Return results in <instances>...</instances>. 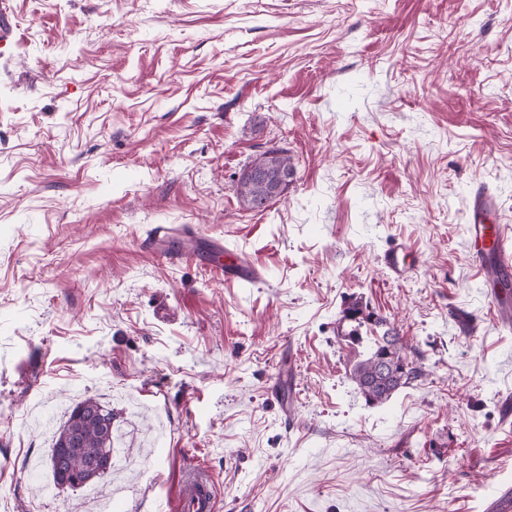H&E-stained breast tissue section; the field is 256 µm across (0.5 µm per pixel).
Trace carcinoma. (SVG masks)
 I'll use <instances>...</instances> for the list:
<instances>
[{"mask_svg": "<svg viewBox=\"0 0 512 512\" xmlns=\"http://www.w3.org/2000/svg\"><path fill=\"white\" fill-rule=\"evenodd\" d=\"M261 168L270 174L287 171L295 174L293 159L288 150L270 147L257 154L243 169L237 180V195L248 210L254 209L269 195V184L249 178L248 170ZM346 329L340 331L345 341L358 345L362 341L361 328L368 324L383 329L374 340L366 358L352 366V379L368 405L387 401L401 387L424 374L422 364L415 359V352L408 347L396 328L386 318L374 312H365L362 304L354 299L344 309ZM112 407L89 396L76 403L66 421L57 429L50 454V470L54 486L82 488L107 475L111 468L85 472L82 462L89 459L102 461L112 457Z\"/></svg>", "mask_w": 512, "mask_h": 512, "instance_id": "obj_1", "label": "carcinoma"}]
</instances>
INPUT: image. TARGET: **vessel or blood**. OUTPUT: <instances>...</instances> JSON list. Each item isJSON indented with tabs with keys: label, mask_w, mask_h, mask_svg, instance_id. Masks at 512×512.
<instances>
[{
	"label": "vessel or blood",
	"mask_w": 512,
	"mask_h": 512,
	"mask_svg": "<svg viewBox=\"0 0 512 512\" xmlns=\"http://www.w3.org/2000/svg\"><path fill=\"white\" fill-rule=\"evenodd\" d=\"M496 211L497 202L493 194L483 189L474 193L468 204L467 240L478 266H495L507 279L512 277V235L504 225L495 222ZM180 235L181 231L176 227L157 225L151 232L149 247L163 253L170 262L181 263L186 258L185 252L170 246L171 241ZM204 261L228 281L256 283L262 278L260 269L245 255L224 249L218 243L208 248ZM219 501L218 483L208 469L198 467L183 476L180 512H217Z\"/></svg>",
	"instance_id": "vessel-or-blood-1"
}]
</instances>
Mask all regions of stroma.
I'll return each instance as SVG.
<instances>
[{
  "mask_svg": "<svg viewBox=\"0 0 512 512\" xmlns=\"http://www.w3.org/2000/svg\"><path fill=\"white\" fill-rule=\"evenodd\" d=\"M0 6V512H83L21 465L50 444L32 408L72 387L112 407L125 512L174 507L198 466L219 512H485L512 487V327L465 234L480 187L512 229V0ZM271 146L293 183L245 209ZM159 224L262 281L168 264ZM351 296L421 356L381 406L337 336ZM253 167L261 168L270 174L288 171L293 177L295 175L293 159L288 155L287 149L273 146L256 154L239 175L236 186L240 203L248 210H253L256 205L260 207L262 201L269 195V184L267 182L270 176H267L263 171H254L251 176L264 180L266 184L250 179L248 170ZM204 262L224 275L226 281L257 283L262 279L260 269L243 254L224 249L221 244H212L205 252Z\"/></svg>",
  "mask_w": 512,
  "mask_h": 512,
  "instance_id": "stroma-1",
  "label": "stroma"
}]
</instances>
